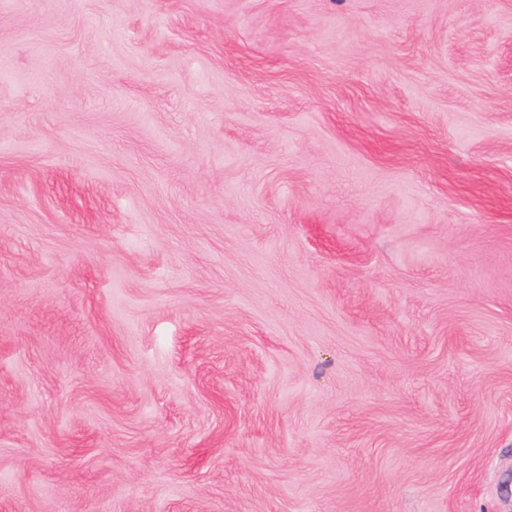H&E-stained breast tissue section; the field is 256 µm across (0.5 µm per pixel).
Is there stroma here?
Masks as SVG:
<instances>
[{
  "label": "stroma",
  "mask_w": 512,
  "mask_h": 512,
  "mask_svg": "<svg viewBox=\"0 0 512 512\" xmlns=\"http://www.w3.org/2000/svg\"><path fill=\"white\" fill-rule=\"evenodd\" d=\"M0 512H512V0H0Z\"/></svg>",
  "instance_id": "stroma-1"
}]
</instances>
